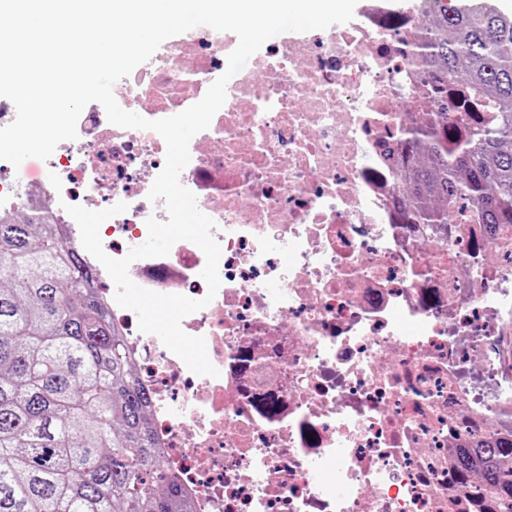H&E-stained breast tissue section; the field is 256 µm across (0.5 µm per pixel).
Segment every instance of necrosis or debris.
Listing matches in <instances>:
<instances>
[{"label": "necrosis or debris", "instance_id": "1", "mask_svg": "<svg viewBox=\"0 0 512 512\" xmlns=\"http://www.w3.org/2000/svg\"><path fill=\"white\" fill-rule=\"evenodd\" d=\"M420 12L370 0L360 23L267 42L227 85L180 175L212 218L220 288L183 329L204 337L200 376L98 297L152 396L161 460L190 512H495L457 448L512 432V225L448 238L407 222L401 131L425 101ZM223 32L193 28L114 86L149 120L198 102L224 72ZM39 176L0 161V214L49 212L80 238L70 205L125 212L100 227L113 258L166 220L148 193L164 139L117 128L97 103ZM205 255L176 242L129 274L161 294L204 298Z\"/></svg>", "mask_w": 512, "mask_h": 512}]
</instances>
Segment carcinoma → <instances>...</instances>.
<instances>
[{"mask_svg":"<svg viewBox=\"0 0 512 512\" xmlns=\"http://www.w3.org/2000/svg\"><path fill=\"white\" fill-rule=\"evenodd\" d=\"M428 2L439 22L418 82L432 111L399 155L406 217L442 236L451 224L512 225V15ZM95 277L49 213L0 214V512H189ZM475 466L479 497L512 512V434L458 449L457 473Z\"/></svg>","mask_w":512,"mask_h":512,"instance_id":"carcinoma-1","label":"carcinoma"}]
</instances>
